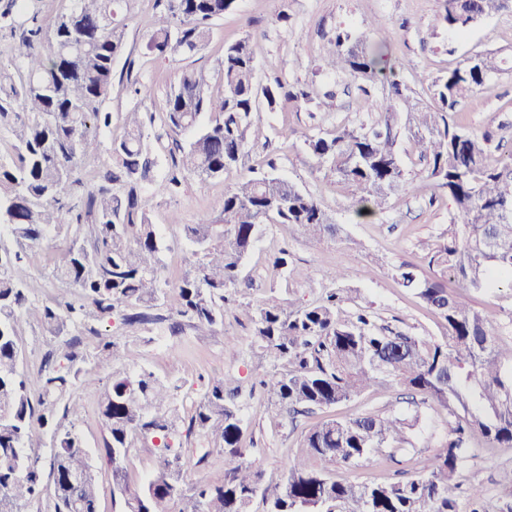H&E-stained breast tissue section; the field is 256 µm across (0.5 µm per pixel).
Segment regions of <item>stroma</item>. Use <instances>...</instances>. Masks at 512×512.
Here are the masks:
<instances>
[{"label":"stroma","instance_id":"stroma-1","mask_svg":"<svg viewBox=\"0 0 512 512\" xmlns=\"http://www.w3.org/2000/svg\"><path fill=\"white\" fill-rule=\"evenodd\" d=\"M162 8L161 0H129L125 48L114 64L112 89L104 104L105 110L112 114V129L101 133L87 155L78 160L75 175L82 189L94 187L101 169L108 164V148L112 138L122 133L124 112L134 107L143 112H163L183 70L217 66L224 55L225 43L251 38L259 78L277 75L289 83L306 86L320 108L313 112L305 106L289 107L261 113L245 134L244 162L255 167L274 162L277 174L316 197L342 231L339 240L315 241L285 224L265 226L244 264L238 286L240 298L257 305L268 297L279 296L305 304L330 288V281L323 276L325 270L370 266L374 269L371 278L343 281L349 300L342 307L341 318H350L363 308L375 315L377 324L392 330L442 339L444 330L440 320L402 288L390 270L412 262L418 264L421 273H428L419 244L447 238L448 198L424 179V167L413 155L408 138L403 136L398 148L413 190L391 195L383 211L374 216L356 217L351 189L324 178L304 140L320 131L372 121L374 115L352 89L350 79L319 70L318 57L324 38L333 35L337 25L363 32L371 20H386L389 50L404 64L401 78L426 99L430 96L426 79L446 74L464 57L484 52L512 54V13L484 20L464 35L451 38L432 27L440 0H235L233 8L214 22L205 49L158 60L148 53L146 44L153 19ZM283 10L290 15L285 23L277 18ZM134 83L145 89L136 99L128 93ZM329 89L334 91V98H325L324 93ZM456 118L468 128L491 131L495 141L503 147H512V72L498 76L488 89L465 99L457 109ZM231 185L228 178L203 182L190 177L178 194L154 199L150 219L164 246L162 276L167 281L176 282L192 266L184 225L195 223L203 214L219 216L224 194ZM431 197L436 200L432 206L427 203ZM174 214L179 216V223H171ZM70 240V235L61 231L52 235L43 247L27 253L25 273L43 284L38 295L40 303L53 304L73 295L72 288L50 276L55 262L68 250ZM283 246L290 253L288 266L278 270L273 268L270 257ZM175 304V299H168L165 322L145 327L125 325L121 313L117 312L96 323L91 332L70 326L62 335L45 336L32 325L22 326L19 332L21 370L32 394L41 390V360L51 352L61 357L68 350H75L77 367L98 377L95 384L74 386L72 396L83 407L76 429L97 472L100 512H125L122 488L140 487L158 454L151 444L139 443L122 469L121 481L113 480L112 465L104 448L108 432L99 412L102 386L113 375L143 368L169 378L178 386L176 402L189 409L202 397L208 378L233 371L247 388L269 367L265 358L252 352L253 326L244 318L226 317L223 328L204 338L195 336L187 326L180 334L171 335L167 319L173 315ZM104 337L127 348L130 359L99 366L97 346ZM231 341L237 345L233 353L227 349ZM241 404L245 438L254 444L257 462L266 478H279L285 461L299 454L300 441L311 424L310 419H301L295 426L286 420L274 423L263 396L258 393L242 395ZM388 404L402 413L419 412L426 431L413 435V450L398 462L382 453L371 454L357 466L337 468L336 476L359 482L403 480L416 474L423 460L433 455V445L443 434L444 412L432 403L413 406L396 401L394 393L380 395L370 391L338 406L337 411L356 415L384 409ZM179 453L183 462L197 466L211 481L223 480L221 449L191 436L182 438ZM470 455L472 461L462 474L463 483L482 486L491 512H505L512 499L504 496L495 479L501 470L512 468V448H488L476 438L471 442Z\"/></svg>","mask_w":512,"mask_h":512}]
</instances>
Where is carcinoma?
<instances>
[{"label": "carcinoma", "mask_w": 512, "mask_h": 512, "mask_svg": "<svg viewBox=\"0 0 512 512\" xmlns=\"http://www.w3.org/2000/svg\"><path fill=\"white\" fill-rule=\"evenodd\" d=\"M67 2L47 25L38 13L18 10L14 69L0 67V127L13 137V157L0 160V228L11 240H0V512H25L42 497L40 457L31 449L44 447L47 436L51 512H97L96 471L75 431L82 406L70 395L79 371L48 357L41 393L32 398L20 370L21 323L32 321L58 336L70 322L88 326L118 309L130 327L164 321L159 310L167 289L162 244L150 220L153 199L178 193L188 177L232 175L222 218L204 215L184 225L195 261L172 288L176 314L198 336L213 335L226 316L241 312L250 318L258 348L273 360L255 385L274 419H294L398 385L443 408L447 437L413 478L336 479L332 469L355 466L375 451L392 459L409 453L421 422L417 413L409 417L392 409L336 416L304 434L299 455L272 482L245 441L237 377L209 379L188 415L174 400L177 386L171 380L145 370L125 373L112 377L99 405L113 472L140 440L160 449L143 486L132 493L122 489L127 512H252L257 499L266 512H487L482 488L463 486L461 472L475 434L492 448L512 447V344L498 343L497 317L472 305L469 295L512 287V154H494L501 146H491L488 133L464 128L456 108L489 88L498 74L512 72V60L491 53L464 58L429 84L439 103L433 110L400 79L401 60L374 47L366 33L338 26L322 46L320 69L359 82L366 96L378 74L389 73L370 104L377 121L305 140L324 177L353 188L357 216L376 214L390 194L410 187L397 145L404 132L425 163L426 178L448 195V238L427 246L433 276L420 277L414 263L393 268L394 279L442 321L446 339L440 342L379 327L365 309L340 321L348 300L340 288L307 305L271 296L254 307L231 296L264 225L288 224L319 241L340 233L321 203L275 173L274 163L265 170L245 168V133L261 112L313 103L303 85L278 76L261 82L248 38L226 44L217 69L182 73L163 115L171 164L160 181L153 179L156 159L146 134L155 115L135 107L124 113L123 135L111 141L112 166L73 203L78 159L112 126L104 103L124 48L125 17L118 6L128 0ZM234 2L166 0L148 51L165 59L202 50L213 22ZM507 11L512 0H442L434 25L452 37ZM205 114L209 121L202 125ZM187 131L193 137L180 140ZM63 228L74 230L72 244L53 276L76 289V297L39 304L32 300L37 281L19 272L23 250ZM370 273L368 267L333 269L324 277L336 283ZM448 277L455 286H448ZM99 355L101 366L127 358L117 342L106 339ZM183 433L224 451L222 482L191 474L171 454Z\"/></svg>", "instance_id": "1"}]
</instances>
